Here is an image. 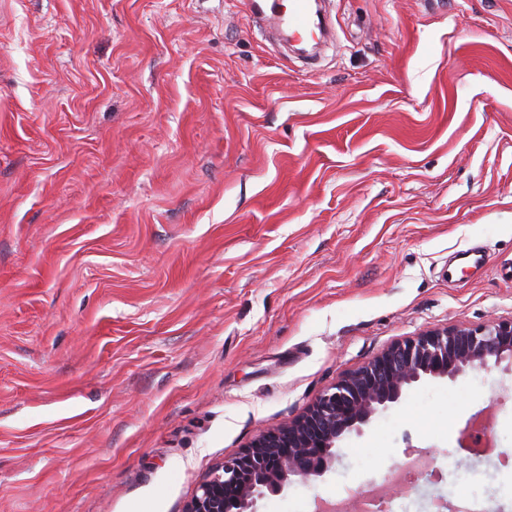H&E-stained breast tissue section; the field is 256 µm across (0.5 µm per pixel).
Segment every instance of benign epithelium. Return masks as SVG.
<instances>
[{"mask_svg":"<svg viewBox=\"0 0 512 512\" xmlns=\"http://www.w3.org/2000/svg\"><path fill=\"white\" fill-rule=\"evenodd\" d=\"M512 360V320L444 327L396 342L366 366L319 394L298 418L259 434L216 464L184 512H257L266 494L323 476L338 461L336 443L363 432L371 417L424 378H455L468 368Z\"/></svg>","mask_w":512,"mask_h":512,"instance_id":"obj_1","label":"benign epithelium"}]
</instances>
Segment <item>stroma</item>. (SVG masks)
I'll use <instances>...</instances> for the list:
<instances>
[{"instance_id":"1","label":"stroma","mask_w":512,"mask_h":512,"mask_svg":"<svg viewBox=\"0 0 512 512\" xmlns=\"http://www.w3.org/2000/svg\"><path fill=\"white\" fill-rule=\"evenodd\" d=\"M323 2L310 66L246 0H0V512H183L393 342L512 318V0ZM411 445L442 476L395 501L512 512V363L258 510L359 512Z\"/></svg>"}]
</instances>
